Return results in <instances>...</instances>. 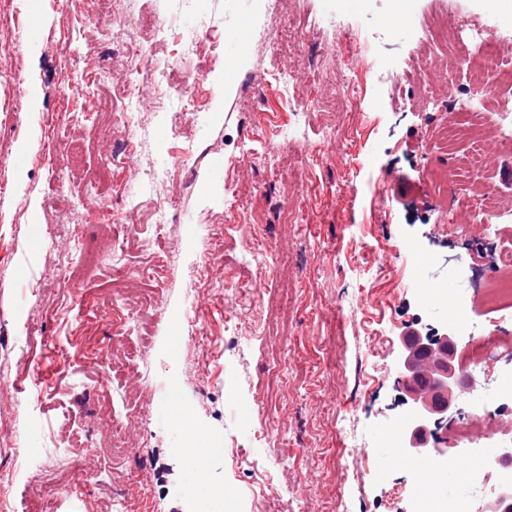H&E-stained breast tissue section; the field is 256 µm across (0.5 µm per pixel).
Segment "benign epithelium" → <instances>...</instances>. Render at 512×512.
I'll return each instance as SVG.
<instances>
[{"instance_id": "obj_1", "label": "benign epithelium", "mask_w": 512, "mask_h": 512, "mask_svg": "<svg viewBox=\"0 0 512 512\" xmlns=\"http://www.w3.org/2000/svg\"><path fill=\"white\" fill-rule=\"evenodd\" d=\"M436 335L438 344L432 346L428 338ZM404 345L397 367L398 388L406 394L404 403L410 405L404 416L407 429L411 430L405 438L404 452L431 456L432 450L419 436H435L447 428L448 410L461 379L454 364V335L430 329L408 337Z\"/></svg>"}]
</instances>
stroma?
<instances>
[{
  "instance_id": "1",
  "label": "stroma",
  "mask_w": 512,
  "mask_h": 512,
  "mask_svg": "<svg viewBox=\"0 0 512 512\" xmlns=\"http://www.w3.org/2000/svg\"><path fill=\"white\" fill-rule=\"evenodd\" d=\"M114 0L96 22L92 0H0V381L25 398L32 372L48 394L21 418L0 401V472L25 448L42 489L71 470L77 430L95 431L109 414L94 392L92 355L146 345L124 379L126 392L157 385L142 417L127 421L125 456L111 473L94 450L81 458L94 475L90 489L60 500L59 512H99L104 492L133 512H185L184 495L222 492L239 499L271 470L277 512H405L388 490L414 458L383 455L375 436L397 418L395 386L402 330L446 327L453 311L433 315L411 293L414 270L443 274L462 262H482L487 243L512 240V149L499 138V118L474 99L482 123L486 166L464 172L452 211L425 177L448 163V82L466 85L431 39L432 15L465 18L494 30L512 47V16L486 0ZM355 41L336 39L337 28ZM211 37L206 56L182 51L184 38ZM287 50L270 59L263 40ZM355 62L359 106L335 100L337 68L321 49ZM149 48L178 68H205L195 107L159 110L153 76L136 77L142 152L137 177L122 168L100 185L103 208L79 204L90 191L85 172L112 148L97 132V101L106 84L91 85L56 120L57 87L95 70L103 56L124 68ZM292 74L289 86L254 79L272 65ZM324 102L325 111L313 110ZM295 126L292 142L280 136ZM88 147L83 170L57 174L42 163L49 147ZM493 188L497 224L474 221ZM170 196L180 221L163 236L129 239L131 224L151 223L155 204ZM244 221L226 247L213 248L208 225L224 223L231 201ZM417 226L422 251L411 252L405 225ZM465 224L467 237L452 227ZM174 252L155 312L132 335L114 334L97 312L112 289L116 314L134 311L141 273ZM74 265L69 284L53 276ZM260 277L262 296L241 303L242 280ZM210 340L207 352L187 350L190 319ZM179 386L161 390L167 376ZM270 431L248 435L259 421ZM248 451L238 467L213 459L204 474L185 469L176 454L184 428Z\"/></svg>"
}]
</instances>
